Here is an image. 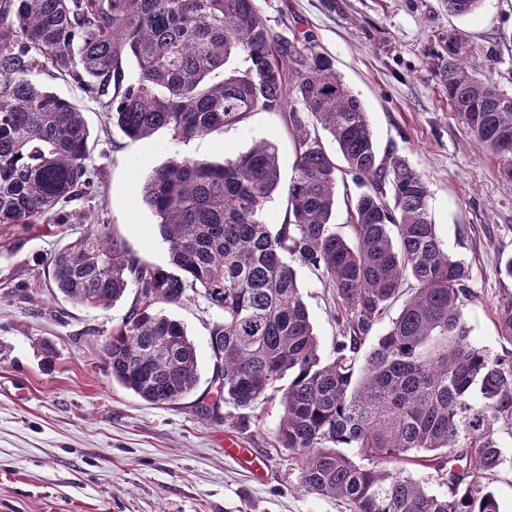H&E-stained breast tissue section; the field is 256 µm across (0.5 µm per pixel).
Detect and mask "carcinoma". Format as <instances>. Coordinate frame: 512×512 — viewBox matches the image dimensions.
I'll list each match as a JSON object with an SVG mask.
<instances>
[{
  "instance_id": "carcinoma-1",
  "label": "carcinoma",
  "mask_w": 512,
  "mask_h": 512,
  "mask_svg": "<svg viewBox=\"0 0 512 512\" xmlns=\"http://www.w3.org/2000/svg\"><path fill=\"white\" fill-rule=\"evenodd\" d=\"M482 2L447 0L448 12ZM445 52L448 103L512 186V95L478 77L456 34ZM39 66L107 98V118L132 140L166 129L188 142L292 102L305 113L289 115L295 159L276 231L263 210L281 183L279 158L261 141L222 164L174 158L148 177L141 200L158 218L170 268L143 263L104 224L42 262L84 308L134 290L103 348L112 381L152 405L189 396L196 348L160 305L201 298L223 318L209 333L215 395L197 410L217 420L237 411L247 423L258 401L280 394L275 441L300 457L301 490L344 512H500L491 476L499 432L512 435V359L474 343L471 272L437 234L427 180L402 158L379 157L363 104L329 59L276 38L255 0H0V224H58L57 205L90 184L84 112L28 79ZM339 180L363 188L346 195L347 236L332 224ZM299 267L338 303L328 359ZM407 283L388 331L362 351ZM496 318L512 343V299ZM404 462L434 469L446 491L428 490Z\"/></svg>"
}]
</instances>
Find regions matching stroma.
Returning <instances> with one entry per match:
<instances>
[{
    "mask_svg": "<svg viewBox=\"0 0 512 512\" xmlns=\"http://www.w3.org/2000/svg\"><path fill=\"white\" fill-rule=\"evenodd\" d=\"M271 31L312 44L359 96L380 157H400L428 182L432 218L445 248L472 269V337L512 356L495 320L512 297L500 268L512 256V187L469 139L448 104L437 68L456 33L482 77L512 95V0H483L452 16L446 0H255ZM31 78L75 103L91 131L87 193L67 214L106 225L141 261L165 267L158 219L141 201L151 172L174 155L220 162L265 140L278 150L282 182L295 158L287 113L257 111L243 123L182 144L167 130L131 140L106 118L102 100L68 77L36 69ZM87 223L0 225V512H340L335 500L300 492L299 461L278 448V401L257 422H218L191 400L158 407L112 381L102 346L130 305L87 309L57 298L41 260L75 241ZM322 356L333 353L338 306L309 269L298 271ZM183 323L198 358V393L210 387L209 330L222 317L203 300L165 305ZM235 437L262 470L226 455Z\"/></svg>",
    "mask_w": 512,
    "mask_h": 512,
    "instance_id": "35a3bbf8",
    "label": "stroma"
}]
</instances>
